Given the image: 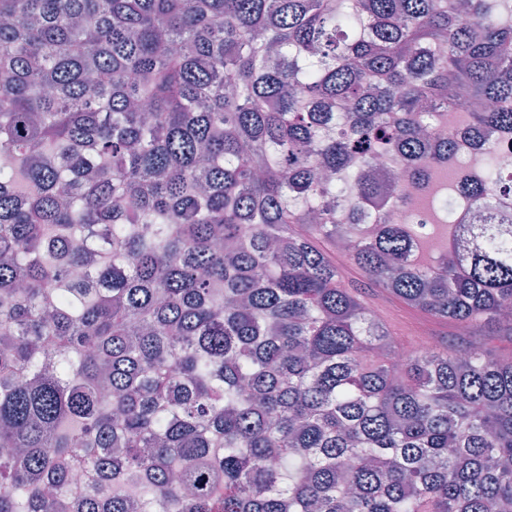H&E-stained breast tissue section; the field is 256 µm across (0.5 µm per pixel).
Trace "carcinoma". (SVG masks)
I'll use <instances>...</instances> for the list:
<instances>
[{"label":"carcinoma","instance_id":"cac0c4a2","mask_svg":"<svg viewBox=\"0 0 512 512\" xmlns=\"http://www.w3.org/2000/svg\"><path fill=\"white\" fill-rule=\"evenodd\" d=\"M508 139L512 0H0V512H512ZM342 281L347 288L353 289L368 305L377 308L378 316L393 336L404 342L412 336L411 340L407 342L409 350L424 351L434 347L430 333L427 331H420L417 336H414L418 330L423 328L433 332L435 341L448 344V348H465L473 339L472 333L462 332L448 327L446 324H435L406 308L404 304L387 293L381 292L351 263L344 268Z\"/></svg>","mask_w":512,"mask_h":512}]
</instances>
